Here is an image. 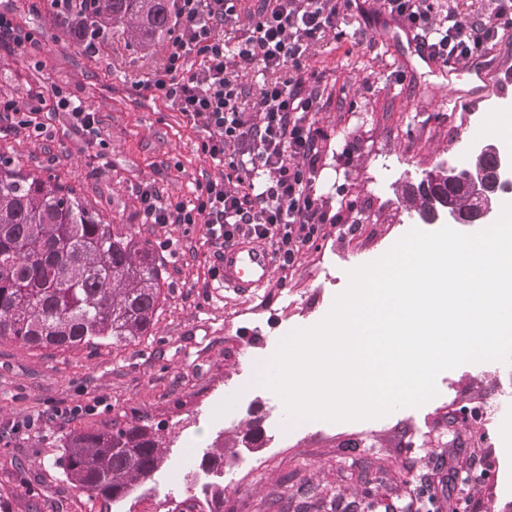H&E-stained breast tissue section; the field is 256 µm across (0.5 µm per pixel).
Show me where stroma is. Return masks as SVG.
<instances>
[{
  "mask_svg": "<svg viewBox=\"0 0 512 512\" xmlns=\"http://www.w3.org/2000/svg\"><path fill=\"white\" fill-rule=\"evenodd\" d=\"M38 44L0 45V99L39 102L38 112L0 121V150L26 170L52 175L73 189L103 220L140 225L164 263L166 282L152 336L124 348L67 352L29 349L0 339V499L9 512H112L89 500L56 461L62 436L95 431L112 421H139L169 437L171 457L121 512H165L200 495L194 475L216 434L243 436L256 420V449L239 448L257 471L224 492V512H296L302 493L338 512H374L417 498L434 481V512H512V363H467L439 374L438 394L369 420L288 423L282 401L252 385L249 364L274 355L290 332L319 323L348 286V273L384 255L421 222L408 212L404 185L419 182L437 163H456L486 140L482 125L455 108L452 92L477 95L469 75L438 73L411 35L393 21L365 33L354 16L339 17L342 38L313 46L307 68L323 77L315 118L327 130L316 180L329 215L288 273H275L258 297L224 291L215 275L216 249L205 224H146L138 190L152 185L167 201L191 202L198 185L224 178L200 150L206 132L187 122L153 89L167 40L130 47L113 28L97 54L68 38L47 0H0ZM96 116L93 134L80 131L71 103ZM498 407L497 422L481 430L465 409ZM68 417H61V410ZM35 421L36 431L15 432ZM457 447L442 452L448 426ZM498 455L494 479L466 485L461 473Z\"/></svg>",
  "mask_w": 512,
  "mask_h": 512,
  "instance_id": "1",
  "label": "stroma"
}]
</instances>
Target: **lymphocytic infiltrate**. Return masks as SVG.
Listing matches in <instances>:
<instances>
[{"instance_id": "1", "label": "lymphocytic infiltrate", "mask_w": 512, "mask_h": 512, "mask_svg": "<svg viewBox=\"0 0 512 512\" xmlns=\"http://www.w3.org/2000/svg\"><path fill=\"white\" fill-rule=\"evenodd\" d=\"M491 2L489 12L439 20L433 0H257L249 9L243 0H177L179 29L153 86L205 128L201 150L226 173L223 181L201 186L190 205L140 188L147 223L202 222L218 246L266 240L279 269L293 267L327 220L315 190L319 144L327 134L314 119L321 80L305 65L310 46L335 32L339 15L354 9L368 29L383 16L400 24L441 66L480 59L500 28L512 24V0ZM244 14L250 21L242 37L224 41L220 30L236 26ZM241 63L274 76L249 107L234 73Z\"/></svg>"}]
</instances>
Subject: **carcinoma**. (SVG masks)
<instances>
[{"instance_id":"carcinoma-1","label":"carcinoma","mask_w":512,"mask_h":512,"mask_svg":"<svg viewBox=\"0 0 512 512\" xmlns=\"http://www.w3.org/2000/svg\"><path fill=\"white\" fill-rule=\"evenodd\" d=\"M174 0H67L59 19L86 49L122 25L128 45L172 32ZM492 152L461 165H438L406 194L408 208L431 214L436 192L446 194L459 223L479 224L467 189L471 177L498 179ZM165 283V267L151 240L133 224H109L73 189L0 158V339L57 351L139 344L151 336ZM62 473L73 486L114 505L158 472L171 441L146 425L112 422L61 440ZM237 447L219 435L203 457V471L224 474V456ZM209 512H219L224 485L207 483Z\"/></svg>"}]
</instances>
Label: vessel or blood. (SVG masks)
<instances>
[{
    "label": "vessel or blood",
    "instance_id": "b4317fda",
    "mask_svg": "<svg viewBox=\"0 0 512 512\" xmlns=\"http://www.w3.org/2000/svg\"><path fill=\"white\" fill-rule=\"evenodd\" d=\"M225 290L241 296H256L275 273L271 248L258 240H242L225 246L218 256Z\"/></svg>",
    "mask_w": 512,
    "mask_h": 512
}]
</instances>
